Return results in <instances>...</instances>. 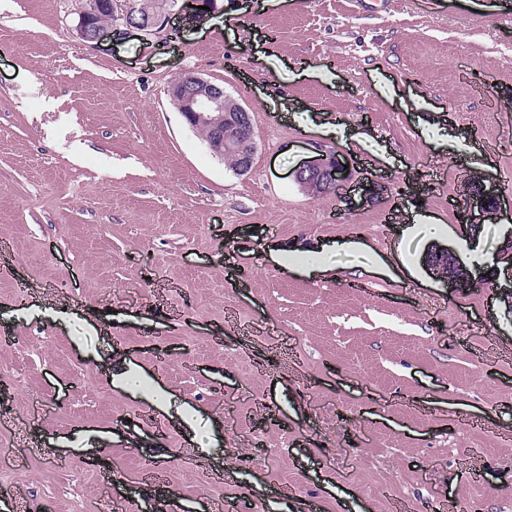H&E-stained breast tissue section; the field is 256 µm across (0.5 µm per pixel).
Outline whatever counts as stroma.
I'll list each match as a JSON object with an SVG mask.
<instances>
[{
	"mask_svg": "<svg viewBox=\"0 0 512 512\" xmlns=\"http://www.w3.org/2000/svg\"><path fill=\"white\" fill-rule=\"evenodd\" d=\"M84 2L0 0V505L512 512V212L458 217L512 197V0H179L92 45ZM184 72L251 107L248 173ZM322 156L336 192L294 180ZM125 360L198 430L112 389ZM170 3L169 6L165 7L164 10L159 13L143 17L136 18V16L131 13L132 8H128L121 15L114 16V20L110 24V28H113V32L123 33L121 32L120 26L125 27L126 29H136L139 31L150 30L151 33H160L163 31L168 23V19L170 15L174 11V8L177 5V0L167 1ZM93 9L85 7L80 12L79 21L76 26L77 35L85 42L94 43L97 42L105 28H100L92 22L91 14ZM167 93L192 128H195L196 124L205 121L195 129L204 137L205 141L209 140L208 146L212 153L224 160V163L234 172H236L238 164L237 157L232 151L224 150V140L235 138L237 131L233 127L238 129L240 134L233 146L239 154L240 165L237 172L243 174L251 169L257 143L255 132L252 129L251 109L249 107L242 105L226 94L224 86L213 83L200 73L186 72L180 74L177 81L168 86ZM228 101L231 102L230 106L227 104ZM211 112H218L224 124L231 125L226 124L222 127L223 133L220 135L218 132L213 140L210 139L213 136L214 120L207 121ZM214 129L219 131V125L215 126Z\"/></svg>",
	"mask_w": 512,
	"mask_h": 512,
	"instance_id": "1",
	"label": "stroma"
}]
</instances>
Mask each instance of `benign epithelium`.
Here are the masks:
<instances>
[{
	"mask_svg": "<svg viewBox=\"0 0 512 512\" xmlns=\"http://www.w3.org/2000/svg\"><path fill=\"white\" fill-rule=\"evenodd\" d=\"M176 5L177 0H170V5L164 10L143 18L136 17L128 8L124 13L114 17L110 27L118 33L123 27L159 33L166 28ZM92 13L93 9L83 8L76 26L77 35L88 43L98 41L103 33V29L92 22ZM167 93L191 127L194 128L196 124L209 120L210 113L216 112L223 122L238 129L239 137L234 144L240 162L237 172L243 174L251 169L257 143L249 107L234 100L226 94L223 86L208 80L200 73L180 74L177 81L168 86ZM293 175L300 185L316 193H331L344 181L343 172L336 162L323 159L302 163L294 170Z\"/></svg>",
	"mask_w": 512,
	"mask_h": 512,
	"instance_id": "7a95c632",
	"label": "benign epithelium"
}]
</instances>
